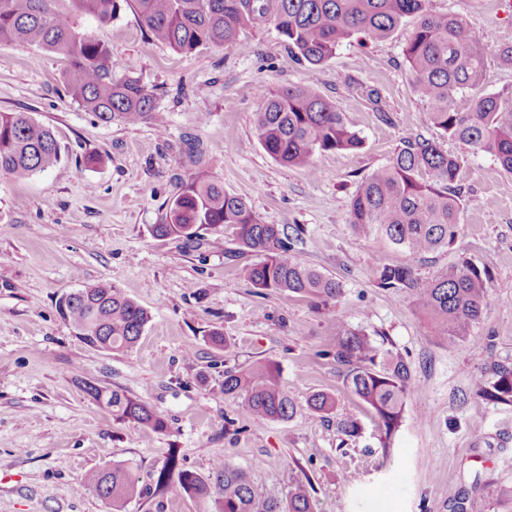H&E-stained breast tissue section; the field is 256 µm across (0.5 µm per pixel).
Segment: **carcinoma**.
<instances>
[{
  "mask_svg": "<svg viewBox=\"0 0 512 512\" xmlns=\"http://www.w3.org/2000/svg\"><path fill=\"white\" fill-rule=\"evenodd\" d=\"M431 0H0V46L29 43L68 61L65 85L71 96L105 124L150 123L165 128L155 94L133 76H112L109 50L76 30L71 16L88 15L105 23L120 11L136 13L154 40L180 54L238 43L242 27L273 17L288 53L312 66L329 61L344 42L363 37L383 40L408 17L416 26L403 50L412 91L427 106L429 120L467 148L494 157L512 172V89L488 94L461 112L457 97L487 79L485 61L493 55L512 65V39L493 44L479 39L460 17L435 11ZM262 109L255 114L258 139L275 161L313 171L317 154L354 150L359 136L347 125L336 104L305 86L260 87ZM61 158L53 131L25 112H0V173L25 180L46 171ZM461 158L442 152L421 137H406L387 165L361 182L348 211V222L360 234L377 235L412 254L450 245L458 232L462 204L456 183ZM222 226L240 247L262 256L245 264L240 277L261 293L267 291L314 297L328 302L341 293L335 278L291 258L293 240L287 226L263 224L249 201L224 193V187L200 174L169 203L160 238L192 242L199 231ZM379 285L419 290L433 335L450 346L466 339L487 305L486 272L470 265L448 270L425 288H417L406 264L384 266ZM62 318L86 343L124 350L140 339L149 322L147 311L110 285H92L62 294ZM336 362L348 367L343 384L376 416L390 447L406 401L419 386L409 364L398 353L372 343L362 331L334 314ZM84 391L112 419L133 422L160 432L166 423L144 402L119 390L91 382ZM477 397L512 404V365L496 364L492 378L479 376ZM224 394L238 400L247 413L265 421L286 420L294 401L281 389L274 366L259 362L244 372H224ZM311 415L326 418L337 410L336 397L317 392L307 400ZM214 485L194 472L177 474L186 493L214 492L217 512H314L306 487L296 483L283 496L254 486L240 469L222 461L214 465ZM83 487L112 502L114 512L142 493L131 468L86 474Z\"/></svg>",
  "mask_w": 512,
  "mask_h": 512,
  "instance_id": "cac0c4a2",
  "label": "carcinoma"
}]
</instances>
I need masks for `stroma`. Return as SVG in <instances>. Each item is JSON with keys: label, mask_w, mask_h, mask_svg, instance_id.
Here are the masks:
<instances>
[{"label": "stroma", "mask_w": 512, "mask_h": 512, "mask_svg": "<svg viewBox=\"0 0 512 512\" xmlns=\"http://www.w3.org/2000/svg\"><path fill=\"white\" fill-rule=\"evenodd\" d=\"M465 19L484 42L512 34V0H432ZM406 19L381 41L343 43L312 66L289 55L272 20L245 26L239 46L178 54L147 38L124 10L108 23L80 18V32L110 51L112 74L138 77L166 116L102 124L66 91L67 62L30 44L0 46V112L21 111L54 132L61 159L31 179L0 176V512H112L85 475L130 467L144 492L122 512H216L211 495L154 491L170 456L211 480L216 461L280 496L303 482L315 512H512V405L475 396L472 382L512 364V173L480 150L443 136L412 92L403 48ZM307 86L333 99L362 144L316 155L315 173L274 161L261 147L257 86ZM420 136L462 159L464 208L454 242L413 255L358 234L348 222L363 179L400 139ZM99 164L85 166L87 155ZM247 198L261 221L287 225L293 257L336 278L331 305L258 293L237 275L256 261L223 229L196 246L161 239L167 203L197 170ZM488 269V303L469 337L438 342L417 293L379 287L383 266L410 265L419 287L448 269ZM109 284L145 308L143 335L124 351L85 344L59 315L66 292ZM336 309L376 345L400 353L421 387L407 401L390 448L372 411L344 387L330 345ZM220 331L231 352L214 345ZM275 365L297 405L284 421L248 415L221 385L228 370ZM138 398L166 421L153 432L113 420L83 382ZM335 394L336 418L310 416L306 400Z\"/></svg>", "instance_id": "1"}]
</instances>
